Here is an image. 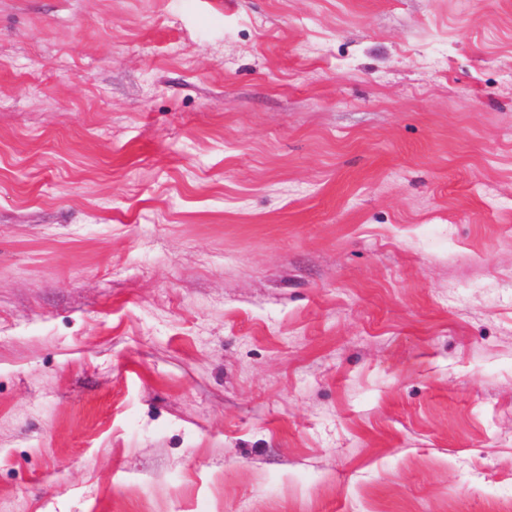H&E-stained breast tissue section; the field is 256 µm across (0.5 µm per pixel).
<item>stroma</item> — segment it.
<instances>
[{"instance_id":"obj_1","label":"stroma","mask_w":512,"mask_h":512,"mask_svg":"<svg viewBox=\"0 0 512 512\" xmlns=\"http://www.w3.org/2000/svg\"><path fill=\"white\" fill-rule=\"evenodd\" d=\"M0 512H512V0H0Z\"/></svg>"}]
</instances>
